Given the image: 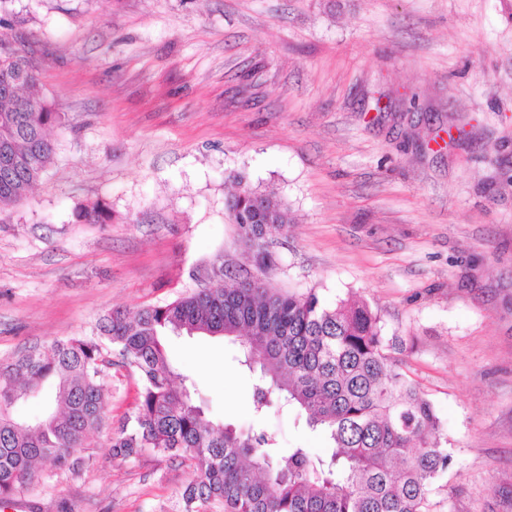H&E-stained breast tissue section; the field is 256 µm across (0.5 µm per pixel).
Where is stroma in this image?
I'll use <instances>...</instances> for the list:
<instances>
[{
	"instance_id": "stroma-1",
	"label": "stroma",
	"mask_w": 512,
	"mask_h": 512,
	"mask_svg": "<svg viewBox=\"0 0 512 512\" xmlns=\"http://www.w3.org/2000/svg\"><path fill=\"white\" fill-rule=\"evenodd\" d=\"M0 31L62 117L0 210V358L248 266L225 200L271 189L272 286L366 303L443 421L433 512H512V0H0ZM97 201L107 223L76 221ZM164 345L214 422L252 423L236 346ZM138 386L106 368L79 466L36 464L18 512H182L191 461L111 453ZM263 425L327 452L295 412Z\"/></svg>"
}]
</instances>
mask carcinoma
<instances>
[{
  "label": "carcinoma",
  "instance_id": "cac0c4a2",
  "mask_svg": "<svg viewBox=\"0 0 512 512\" xmlns=\"http://www.w3.org/2000/svg\"><path fill=\"white\" fill-rule=\"evenodd\" d=\"M36 67L25 50L0 37V209L25 197L53 157L47 128L59 113L37 92ZM248 259L265 273L277 266L273 245L293 222L273 190L243 187L225 202ZM76 219L104 221L101 204ZM219 283L165 305L115 309L98 326L119 364L137 370L132 423L112 438V454L146 448L190 460L198 476L181 494L185 512H431L430 495L452 456L444 424L419 386L388 354L381 319L366 304L334 306L310 290L284 292L224 267ZM169 332L224 336L238 344L240 364L255 374L254 424L219 425L174 385L164 347ZM103 346L73 338L34 345L0 359V504L35 481L34 464L72 468L84 439L105 418ZM55 381L56 405L39 419L12 408ZM288 408L320 432L328 453H284L261 426L269 409Z\"/></svg>",
  "mask_w": 512,
  "mask_h": 512
}]
</instances>
